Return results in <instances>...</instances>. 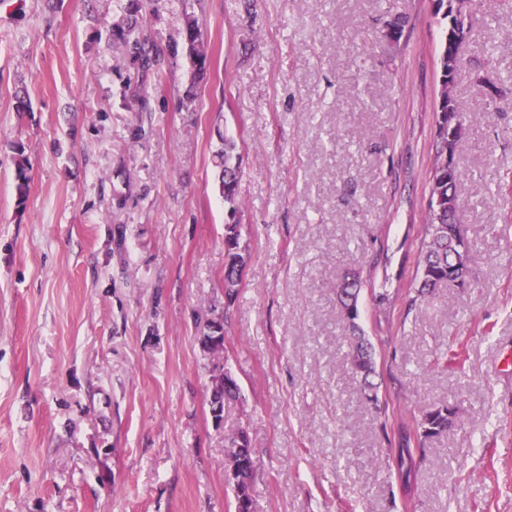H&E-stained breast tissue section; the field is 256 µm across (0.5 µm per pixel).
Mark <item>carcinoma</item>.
Wrapping results in <instances>:
<instances>
[{
	"label": "carcinoma",
	"mask_w": 512,
	"mask_h": 512,
	"mask_svg": "<svg viewBox=\"0 0 512 512\" xmlns=\"http://www.w3.org/2000/svg\"><path fill=\"white\" fill-rule=\"evenodd\" d=\"M440 95L436 110L434 133V159L430 172L432 185L428 204L423 239L418 256L417 274L419 286L416 299L423 301L433 295L434 291L459 280L466 282L469 276V254L471 242L457 220L459 208L448 209V198L456 204L463 201V190L458 171L448 176V152H457L462 141L463 132L455 135L453 144H448V51L439 53ZM224 147L213 155L214 167L221 179L224 206L230 222L224 224V251L226 264L224 268V293L227 299H233L239 282L235 279L236 268L243 266L244 257L240 253L241 225L235 221L237 213V186L240 176L242 158L237 152V145L232 139H223ZM361 281L358 276L345 277L338 286L339 300L346 320V338L352 348L351 365L359 378L363 390L368 392L372 401L378 400L371 377L375 374L373 345L364 335L358 320V300ZM455 412L448 406H438L422 413L417 421L416 435L428 438L439 435L451 428ZM411 434L407 427H399V448L396 449V466L404 486L409 480L414 467L413 449L410 448ZM231 447L236 452L231 454L227 468L234 473L233 484L235 499L239 501L238 510L249 512L252 504L250 486L256 460L246 432H239V438L232 439Z\"/></svg>",
	"instance_id": "obj_1"
}]
</instances>
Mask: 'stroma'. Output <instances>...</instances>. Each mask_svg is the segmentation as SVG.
Listing matches in <instances>:
<instances>
[{
    "label": "stroma",
    "mask_w": 512,
    "mask_h": 512,
    "mask_svg": "<svg viewBox=\"0 0 512 512\" xmlns=\"http://www.w3.org/2000/svg\"><path fill=\"white\" fill-rule=\"evenodd\" d=\"M472 9L490 24L454 80L470 277L413 307L433 0H0V512H235L242 429L253 512H512V0ZM143 43L159 65L143 68ZM224 136L242 157L230 305ZM348 273L374 403L343 337ZM454 351L461 369L438 367ZM219 366L240 393L218 426ZM441 405L455 423L412 440L404 489L397 428ZM232 378L224 373V368L213 371L210 378V412L215 425H220L224 417V388L231 387ZM239 438H233L230 448H238L231 454V459L227 461V470L232 468L235 484V501H239L238 512H248L251 504L250 486L253 471L256 466V460L253 449L250 448V442L246 432L240 431Z\"/></svg>",
    "instance_id": "obj_1"
}]
</instances>
